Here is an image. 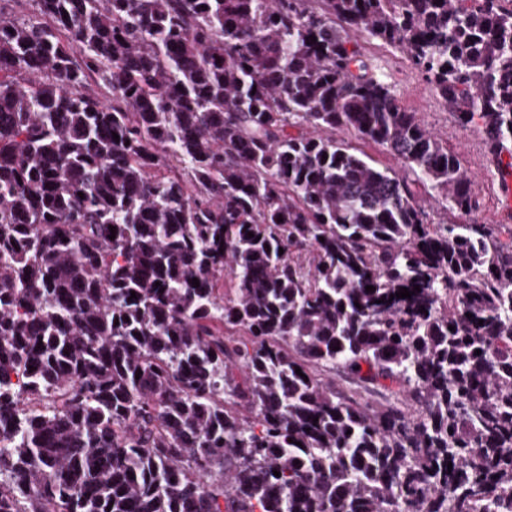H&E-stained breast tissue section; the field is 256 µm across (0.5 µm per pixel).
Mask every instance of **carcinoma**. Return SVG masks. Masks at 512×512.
<instances>
[{
  "mask_svg": "<svg viewBox=\"0 0 512 512\" xmlns=\"http://www.w3.org/2000/svg\"><path fill=\"white\" fill-rule=\"evenodd\" d=\"M29 2L0 5V512H512V246L336 137L475 213L358 42L512 155V0Z\"/></svg>",
  "mask_w": 512,
  "mask_h": 512,
  "instance_id": "obj_1",
  "label": "carcinoma"
}]
</instances>
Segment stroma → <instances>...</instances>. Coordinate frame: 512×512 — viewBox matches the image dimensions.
<instances>
[{"label": "stroma", "instance_id": "stroma-1", "mask_svg": "<svg viewBox=\"0 0 512 512\" xmlns=\"http://www.w3.org/2000/svg\"><path fill=\"white\" fill-rule=\"evenodd\" d=\"M361 50L383 73L400 103L417 113L450 149L458 151L466 168L479 177L476 190L481 209L472 219L481 224L504 227L502 241L512 240V210L503 205L501 174L479 128L459 126L435 88L425 81L400 50L376 40L364 39Z\"/></svg>", "mask_w": 512, "mask_h": 512}]
</instances>
